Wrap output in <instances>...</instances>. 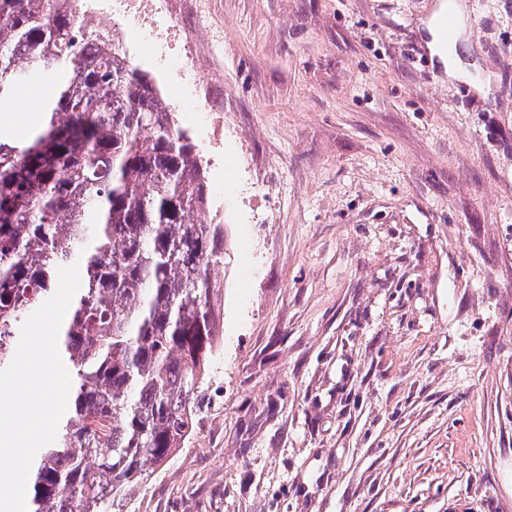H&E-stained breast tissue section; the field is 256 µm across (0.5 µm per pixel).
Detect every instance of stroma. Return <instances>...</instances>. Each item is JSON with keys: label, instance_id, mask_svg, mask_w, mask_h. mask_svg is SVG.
<instances>
[{"label": "stroma", "instance_id": "1", "mask_svg": "<svg viewBox=\"0 0 512 512\" xmlns=\"http://www.w3.org/2000/svg\"><path fill=\"white\" fill-rule=\"evenodd\" d=\"M194 0L231 260L205 417L114 512H512V0ZM445 2V9L437 15L435 24L441 32L445 52L452 55L457 46L453 27L448 25V14L451 13L453 0H445ZM427 30L430 35V41L428 43L429 48L433 56H436L438 60L441 62L442 66L447 69L448 76L455 79H465L466 72L463 70L458 64H456L452 60H448V58L443 54L440 49V34L438 31L432 26L430 22L427 23Z\"/></svg>", "mask_w": 512, "mask_h": 512}]
</instances>
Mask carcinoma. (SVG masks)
Masks as SVG:
<instances>
[{
    "mask_svg": "<svg viewBox=\"0 0 512 512\" xmlns=\"http://www.w3.org/2000/svg\"><path fill=\"white\" fill-rule=\"evenodd\" d=\"M66 69L43 125L0 136V335L12 361L31 308L57 269L82 270L59 337L72 413L39 451L30 512H109L194 427L196 393L218 345L230 257L207 203L195 144L170 121L150 78L91 42L61 0H0V111L37 72Z\"/></svg>",
    "mask_w": 512,
    "mask_h": 512,
    "instance_id": "1",
    "label": "carcinoma"
}]
</instances>
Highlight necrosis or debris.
Returning a JSON list of instances; mask_svg holds the SVG:
<instances>
[{
  "label": "necrosis or debris",
  "mask_w": 512,
  "mask_h": 512,
  "mask_svg": "<svg viewBox=\"0 0 512 512\" xmlns=\"http://www.w3.org/2000/svg\"><path fill=\"white\" fill-rule=\"evenodd\" d=\"M173 0H84L89 27L114 29L118 38L131 42L147 38L172 100L184 109L206 112L213 118L215 147L224 145L223 107L214 94L223 86L220 74L204 72L200 64L202 44L179 25L161 24L160 18Z\"/></svg>",
  "instance_id": "1"
}]
</instances>
